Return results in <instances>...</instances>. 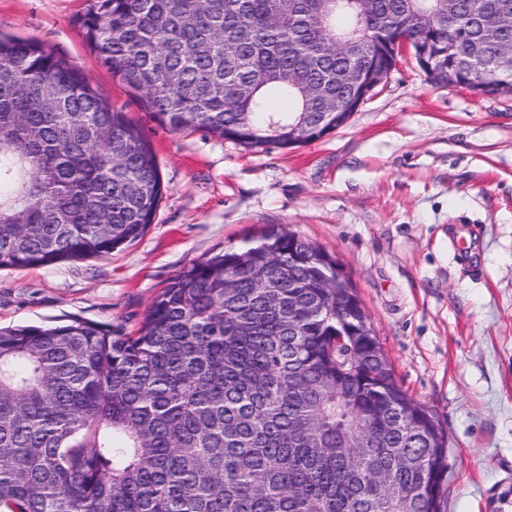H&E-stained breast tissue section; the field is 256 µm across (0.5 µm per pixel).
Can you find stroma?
Segmentation results:
<instances>
[{"mask_svg":"<svg viewBox=\"0 0 512 512\" xmlns=\"http://www.w3.org/2000/svg\"><path fill=\"white\" fill-rule=\"evenodd\" d=\"M88 4L0 0V32L64 56L127 112L165 193L112 255L0 268V326L68 315L128 332L192 262L294 233L337 257L397 381L446 430L448 512H512V98L431 83L408 56L320 140L248 148L152 119L84 41Z\"/></svg>","mask_w":512,"mask_h":512,"instance_id":"35a3bbf8","label":"stroma"}]
</instances>
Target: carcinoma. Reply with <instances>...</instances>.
<instances>
[{
	"instance_id": "cac0c4a2",
	"label": "carcinoma",
	"mask_w": 512,
	"mask_h": 512,
	"mask_svg": "<svg viewBox=\"0 0 512 512\" xmlns=\"http://www.w3.org/2000/svg\"><path fill=\"white\" fill-rule=\"evenodd\" d=\"M505 16L512 0H90L77 24L159 124L292 148L338 128L347 71L396 66L386 40L512 96ZM162 196L140 127L0 33V267L109 255ZM364 325L336 259L270 229L183 268L132 335L0 328V512H447L444 429Z\"/></svg>"
}]
</instances>
